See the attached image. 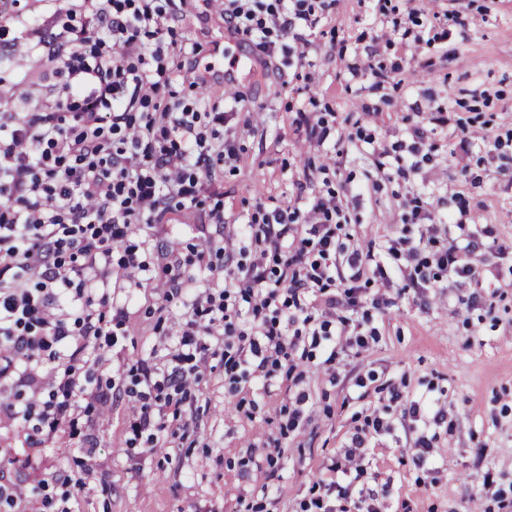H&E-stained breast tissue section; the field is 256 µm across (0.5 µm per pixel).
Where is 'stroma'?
I'll return each instance as SVG.
<instances>
[{
	"label": "stroma",
	"mask_w": 512,
	"mask_h": 512,
	"mask_svg": "<svg viewBox=\"0 0 512 512\" xmlns=\"http://www.w3.org/2000/svg\"><path fill=\"white\" fill-rule=\"evenodd\" d=\"M176 19L178 41L198 45V68H211L209 89L192 78L161 90L157 101L179 98L208 111L224 104L221 74L228 57L251 55L236 75L241 111L255 126L239 133L238 160L218 165L224 227L211 224L213 198L204 205L168 212L154 224H137L130 243H144L147 274L157 282L178 275L199 284L205 273L197 253L205 236L231 235L241 262L251 258L248 239L233 226L257 202L275 198L300 206L334 191L354 217L345 231L362 248L418 226L402 227L399 206L409 191L423 189L433 207L452 212L451 193L464 195L477 227L494 225L496 243L485 249L483 286L448 279L444 294L421 299L408 288L368 325L377 336L369 347L340 350L334 371L297 359L306 377L308 418L284 432L279 408L288 400L282 375L271 382L250 379L232 391L223 366L206 371L184 409L193 421L150 450L134 439L137 369L164 368L182 328V296L164 298L158 287L139 288L116 343L102 349L89 373L90 386L111 384L112 397L98 406L93 435L94 472L76 512H302L313 484L346 445L364 411L379 410L388 426L368 451V471L354 489H374L382 512H503L512 502V145L502 157L478 161L455 147L452 132L428 130L431 162L409 178L378 169L379 152L410 142L411 129L429 113L452 109L473 130L512 133V0H337L315 28L298 30L292 47L304 60L278 57L264 67L252 44L227 42L224 20L209 0H158ZM471 22L465 38L447 39L455 16ZM399 64L382 84L364 76L346 85L351 63ZM304 110L328 120L335 134L309 143L295 123ZM363 131L373 146L348 139ZM410 399H437L445 422L415 419L387 402L389 387ZM25 426L0 420V484H32L35 473L57 477L83 468L81 434L55 436L28 449ZM433 439V457L417 465L420 435ZM284 450L276 465L263 462L266 448ZM256 465L241 468L245 457ZM491 486H484V478Z\"/></svg>",
	"instance_id": "obj_1"
}]
</instances>
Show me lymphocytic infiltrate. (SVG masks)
Here are the masks:
<instances>
[{
  "label": "lymphocytic infiltrate",
  "mask_w": 512,
  "mask_h": 512,
  "mask_svg": "<svg viewBox=\"0 0 512 512\" xmlns=\"http://www.w3.org/2000/svg\"><path fill=\"white\" fill-rule=\"evenodd\" d=\"M336 0H223L224 27L274 58L285 36L316 27ZM25 55L53 86L37 112L0 113V415L27 424L31 446L42 445L90 416L109 388H88L83 371L97 364L99 340L122 327L126 305L107 291L112 278L143 287L147 270L139 248L125 245L133 225L153 223L165 211L198 204L204 182L214 180L213 160L236 162L235 133L218 126L234 120L241 96H225L221 112H201L180 102L157 105L161 88L177 79L169 60L173 18L157 0H77L51 18L13 16ZM49 27L47 37L29 32ZM459 205L455 216L436 213L422 196L411 197L402 220L419 227L417 240L387 241L378 253L340 240L349 218L337 194L314 196L306 206L262 203L237 227L252 246L250 264L224 254L221 287L186 291L181 334L166 371L140 368L139 405L131 429L157 444L170 429L172 397L189 396L212 360L224 361L230 382L251 375L294 371L301 337L325 342L334 365L341 344L364 349V334L348 336L350 309L380 311L391 303L386 286L422 275L427 263L474 282L483 276ZM455 223L459 236L431 250L435 225ZM122 254H115V246ZM349 270L338 277L337 261ZM98 294L97 304L85 303ZM253 316L239 328L240 305ZM226 337L225 353L206 342ZM40 397H24V389ZM380 416L355 429L314 512H377L374 492L352 494L349 478L363 473L371 436L384 431Z\"/></svg>",
  "instance_id": "obj_1"
}]
</instances>
